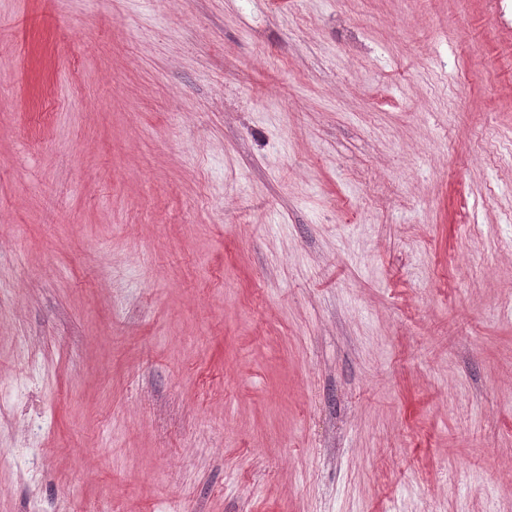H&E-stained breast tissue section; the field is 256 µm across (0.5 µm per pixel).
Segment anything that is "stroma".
Segmentation results:
<instances>
[{
	"label": "stroma",
	"instance_id": "35a3bbf8",
	"mask_svg": "<svg viewBox=\"0 0 512 512\" xmlns=\"http://www.w3.org/2000/svg\"><path fill=\"white\" fill-rule=\"evenodd\" d=\"M0 512H512V0H0Z\"/></svg>",
	"mask_w": 512,
	"mask_h": 512
}]
</instances>
